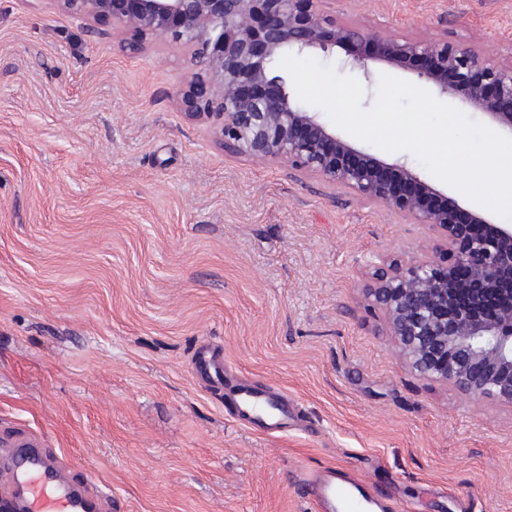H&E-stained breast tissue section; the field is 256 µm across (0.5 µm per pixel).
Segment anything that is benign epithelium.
Segmentation results:
<instances>
[{
  "instance_id": "benign-epithelium-1",
  "label": "benign epithelium",
  "mask_w": 512,
  "mask_h": 512,
  "mask_svg": "<svg viewBox=\"0 0 512 512\" xmlns=\"http://www.w3.org/2000/svg\"><path fill=\"white\" fill-rule=\"evenodd\" d=\"M72 13L119 23L141 39L193 47L198 67L178 94L192 120L214 118L224 150L321 175L362 200L436 230V257L392 261L365 285L399 356L415 372L477 400L512 405V225L443 197L413 171L339 139L294 103L271 59L286 48L343 46L361 66L414 68L441 96L512 131V62L448 41L369 35L336 20L325 0H61ZM509 302L491 303L502 295Z\"/></svg>"
}]
</instances>
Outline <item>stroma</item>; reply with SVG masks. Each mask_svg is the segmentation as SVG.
<instances>
[{
  "label": "stroma",
  "instance_id": "stroma-1",
  "mask_svg": "<svg viewBox=\"0 0 512 512\" xmlns=\"http://www.w3.org/2000/svg\"><path fill=\"white\" fill-rule=\"evenodd\" d=\"M391 38L512 59V0H326ZM0 0V436L42 435L112 512H316L315 468L373 481L385 512H512V407L476 401L398 355L364 287L382 261L432 253L428 226L319 175L226 152L181 112L196 67L167 39ZM356 79L363 109L391 75ZM457 202L411 153L344 129ZM204 342L301 427L269 435L190 368Z\"/></svg>",
  "mask_w": 512,
  "mask_h": 512
}]
</instances>
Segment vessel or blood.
<instances>
[{
    "label": "vessel or blood",
    "mask_w": 512,
    "mask_h": 512,
    "mask_svg": "<svg viewBox=\"0 0 512 512\" xmlns=\"http://www.w3.org/2000/svg\"><path fill=\"white\" fill-rule=\"evenodd\" d=\"M192 373L209 387L224 385V354L218 348L199 346L193 357ZM237 415L267 433L288 430L290 410L287 397L240 385L234 395ZM37 435L0 440L5 454L0 457V502L8 512H106L111 500L90 486L74 485L62 463L41 452ZM313 503H329L332 512H368L372 498L358 485L326 480L315 472L305 483Z\"/></svg>",
    "instance_id": "obj_1"
}]
</instances>
